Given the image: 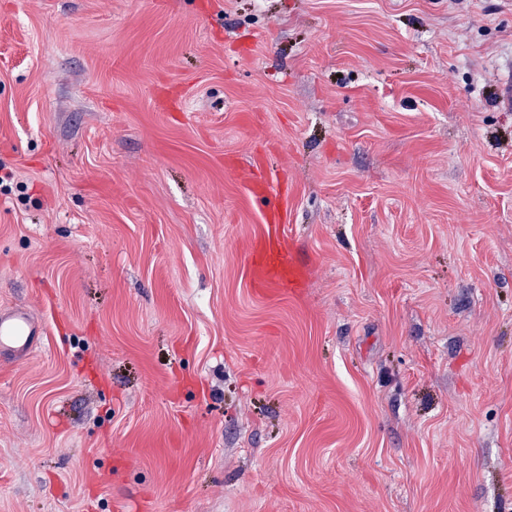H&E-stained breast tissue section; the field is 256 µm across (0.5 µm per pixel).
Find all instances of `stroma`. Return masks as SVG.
<instances>
[{"label": "stroma", "instance_id": "obj_1", "mask_svg": "<svg viewBox=\"0 0 512 512\" xmlns=\"http://www.w3.org/2000/svg\"><path fill=\"white\" fill-rule=\"evenodd\" d=\"M511 72L512 0H0V512H512ZM253 190L258 197L268 202L266 222L270 225L267 235L254 241L251 247L255 287L265 288L270 284L291 286L303 276V270L297 265L289 246L287 250L283 245L280 224L286 219V202L277 194L271 195L264 183L254 182ZM40 335L33 314L25 309L0 312V348L17 353L29 352Z\"/></svg>", "mask_w": 512, "mask_h": 512}]
</instances>
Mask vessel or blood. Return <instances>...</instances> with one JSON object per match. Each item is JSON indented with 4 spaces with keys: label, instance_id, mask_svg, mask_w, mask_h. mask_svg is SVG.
<instances>
[{
    "label": "vessel or blood",
    "instance_id": "vessel-or-blood-1",
    "mask_svg": "<svg viewBox=\"0 0 512 512\" xmlns=\"http://www.w3.org/2000/svg\"><path fill=\"white\" fill-rule=\"evenodd\" d=\"M255 194L267 200L266 221L269 230L264 237L254 241L251 247L254 284L263 288L293 285L303 275L292 251L283 244L280 226L286 219L287 205L283 198L271 196L266 184L254 183ZM40 334L33 314L25 309L0 312V348L17 353L29 352Z\"/></svg>",
    "mask_w": 512,
    "mask_h": 512
}]
</instances>
